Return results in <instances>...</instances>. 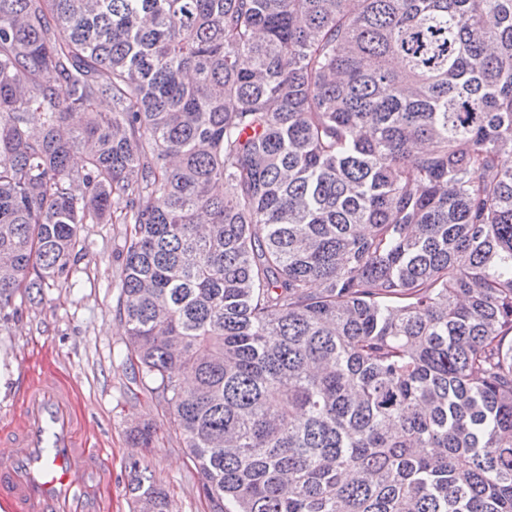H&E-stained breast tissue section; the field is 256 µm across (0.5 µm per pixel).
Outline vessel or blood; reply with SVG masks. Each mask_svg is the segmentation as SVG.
<instances>
[{"label": "vessel or blood", "instance_id": "b4317fda", "mask_svg": "<svg viewBox=\"0 0 512 512\" xmlns=\"http://www.w3.org/2000/svg\"><path fill=\"white\" fill-rule=\"evenodd\" d=\"M72 387L53 372L31 375L21 409L0 428V503L11 512H102L101 486L110 482Z\"/></svg>", "mask_w": 512, "mask_h": 512}]
</instances>
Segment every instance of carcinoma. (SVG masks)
Here are the masks:
<instances>
[{
    "instance_id": "carcinoma-1",
    "label": "carcinoma",
    "mask_w": 512,
    "mask_h": 512,
    "mask_svg": "<svg viewBox=\"0 0 512 512\" xmlns=\"http://www.w3.org/2000/svg\"><path fill=\"white\" fill-rule=\"evenodd\" d=\"M108 222L210 512H512V0H0V302Z\"/></svg>"
}]
</instances>
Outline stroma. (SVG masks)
<instances>
[{"label":"stroma","instance_id":"obj_1","mask_svg":"<svg viewBox=\"0 0 512 512\" xmlns=\"http://www.w3.org/2000/svg\"><path fill=\"white\" fill-rule=\"evenodd\" d=\"M123 233L120 224L85 225L72 278L57 280L41 300L17 296L0 307V424L9 421L28 372L53 367L76 389L88 437L112 467V483L101 491L105 512H131L134 458L165 485L173 512H208L180 431L126 361L117 288ZM148 422L157 430L152 447L132 448L130 430Z\"/></svg>","mask_w":512,"mask_h":512}]
</instances>
